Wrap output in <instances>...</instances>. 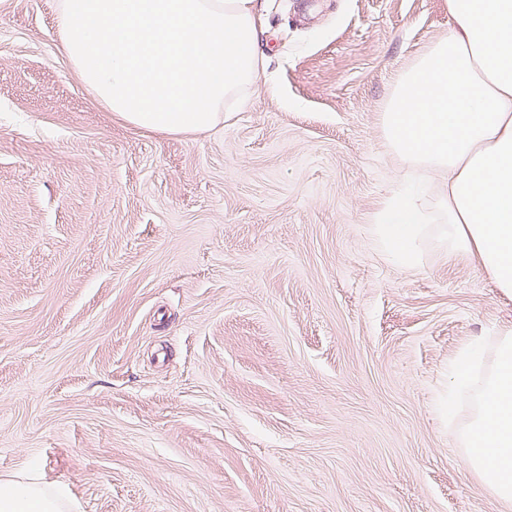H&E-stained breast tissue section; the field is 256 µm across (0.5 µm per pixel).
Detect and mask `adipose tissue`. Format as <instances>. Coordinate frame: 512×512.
Instances as JSON below:
<instances>
[{"label":"adipose tissue","mask_w":512,"mask_h":512,"mask_svg":"<svg viewBox=\"0 0 512 512\" xmlns=\"http://www.w3.org/2000/svg\"><path fill=\"white\" fill-rule=\"evenodd\" d=\"M452 26L399 77L382 114L389 147L419 184L376 215L382 246L403 266L435 211L450 255L512 299V0H448ZM254 0H61L60 50L104 108L166 135L209 131L261 83L266 57ZM440 181L436 206L424 186ZM449 403L473 398L462 433L467 463L512 501V328L450 367ZM0 512H79L65 489L31 474L0 479Z\"/></svg>","instance_id":"ef3b65f1"}]
</instances>
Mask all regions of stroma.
<instances>
[{"mask_svg":"<svg viewBox=\"0 0 512 512\" xmlns=\"http://www.w3.org/2000/svg\"><path fill=\"white\" fill-rule=\"evenodd\" d=\"M60 0H0V478L82 512H512L467 465L471 343L512 300L437 231L373 218L417 175L381 114L448 0H257L265 86L190 137L104 110Z\"/></svg>","mask_w":512,"mask_h":512,"instance_id":"obj_1","label":"stroma"}]
</instances>
